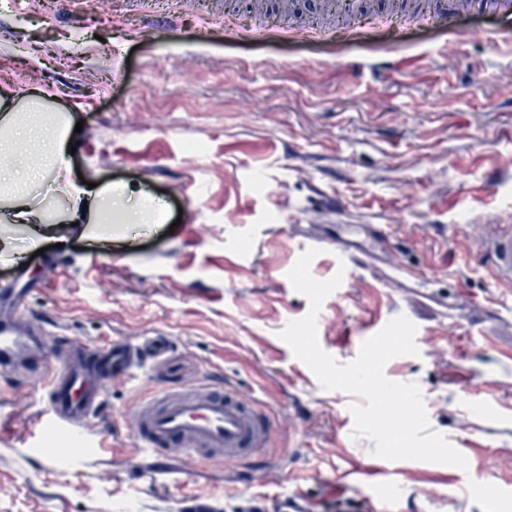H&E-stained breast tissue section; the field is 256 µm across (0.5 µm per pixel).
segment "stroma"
<instances>
[{
  "mask_svg": "<svg viewBox=\"0 0 512 512\" xmlns=\"http://www.w3.org/2000/svg\"><path fill=\"white\" fill-rule=\"evenodd\" d=\"M358 36L289 39L286 0H110L102 14L73 0H0V84L44 88L82 125L72 170L152 203L155 224L65 228L43 253L1 224L24 260L0 259V283L30 289L32 316L103 345L149 332L169 356L128 383L110 382L83 428L37 440L39 378L0 374V512H277L284 493L311 512H371L374 488L335 493L337 472L366 467L375 444L352 436L359 398L324 390L279 337L310 303L287 273L317 248L313 276L347 279L317 317L320 346L353 361L377 322L406 316L418 355L385 366L419 384L433 431L477 477L449 466L388 462L407 476L402 512H495L512 502V286L496 281L489 238L512 231V46L480 13L453 28L402 26L391 0H369ZM267 21L242 40L225 23ZM386 224L391 262L367 225ZM228 381L272 413L251 466L153 456L125 411L156 386ZM108 455L95 450L99 437Z\"/></svg>",
  "mask_w": 512,
  "mask_h": 512,
  "instance_id": "1",
  "label": "stroma"
}]
</instances>
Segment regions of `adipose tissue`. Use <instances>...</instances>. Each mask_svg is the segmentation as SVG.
Segmentation results:
<instances>
[{
  "label": "adipose tissue",
  "instance_id": "1",
  "mask_svg": "<svg viewBox=\"0 0 512 512\" xmlns=\"http://www.w3.org/2000/svg\"><path fill=\"white\" fill-rule=\"evenodd\" d=\"M51 99L41 89L26 94L0 88V222L39 225L45 238L54 236L58 225L72 222L100 227L144 223L142 213L124 209L111 190L73 180L71 120ZM50 199L64 200L66 210L48 211Z\"/></svg>",
  "mask_w": 512,
  "mask_h": 512
}]
</instances>
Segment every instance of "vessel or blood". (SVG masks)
I'll return each mask as SVG.
<instances>
[{"label":"vessel or blood","mask_w":512,"mask_h":512,"mask_svg":"<svg viewBox=\"0 0 512 512\" xmlns=\"http://www.w3.org/2000/svg\"><path fill=\"white\" fill-rule=\"evenodd\" d=\"M481 10L512 22V0H436L422 19L449 25L458 15ZM490 247L497 278L512 284V233L496 237ZM28 295V289L0 285V372L23 365L43 380L48 410L44 426L52 431L70 432L87 422L103 407L109 379H130L146 362H160L171 350L169 337L160 334L94 346L75 344L60 333L54 338L60 364L51 366L43 354L44 330L36 324L27 331L18 327ZM125 417L134 426L138 447L191 461H242L266 446L270 430L256 400L231 385L206 381L153 390Z\"/></svg>","instance_id":"obj_1"}]
</instances>
